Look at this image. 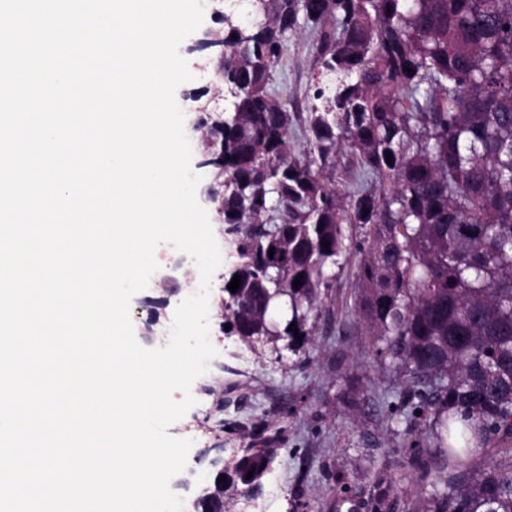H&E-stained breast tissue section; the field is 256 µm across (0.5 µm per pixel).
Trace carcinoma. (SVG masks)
Listing matches in <instances>:
<instances>
[{
  "instance_id": "obj_1",
  "label": "carcinoma",
  "mask_w": 512,
  "mask_h": 512,
  "mask_svg": "<svg viewBox=\"0 0 512 512\" xmlns=\"http://www.w3.org/2000/svg\"><path fill=\"white\" fill-rule=\"evenodd\" d=\"M258 12L246 40L222 39L232 115L202 119L224 132L233 331L298 344L289 326L310 334L329 268L367 252L359 315L420 409L416 452L435 473L411 512H512V0H261ZM300 18L314 36L304 116L270 90ZM358 177L372 185L332 187ZM274 459L243 450L217 493L260 489Z\"/></svg>"
}]
</instances>
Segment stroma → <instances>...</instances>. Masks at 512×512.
<instances>
[{"mask_svg": "<svg viewBox=\"0 0 512 512\" xmlns=\"http://www.w3.org/2000/svg\"><path fill=\"white\" fill-rule=\"evenodd\" d=\"M312 63L311 33L297 26L289 35L288 55L272 70L273 88L305 101ZM210 79L180 85L176 101L186 122L200 113L227 117L230 96L216 98ZM194 172L222 264L209 298L211 341L218 351L208 372L191 393L197 404L169 427L170 435L192 440L186 469L170 481L183 512L210 486L216 458L229 459L246 448H272L276 458L256 495L240 498L237 512H409L427 489L420 469L411 464L410 441L424 427L412 407L402 406L396 382L381 372L377 346L355 309L359 255L336 271L322 292L308 340L300 350L285 342L243 343L220 330L224 275L237 261L233 236L227 235L206 189L212 168L203 166L199 131L187 130ZM170 266L159 267L146 289L131 301L141 329L142 315L155 312L156 336L169 335L176 307L189 289L167 295L161 281Z\"/></svg>", "mask_w": 512, "mask_h": 512, "instance_id": "1", "label": "stroma"}]
</instances>
